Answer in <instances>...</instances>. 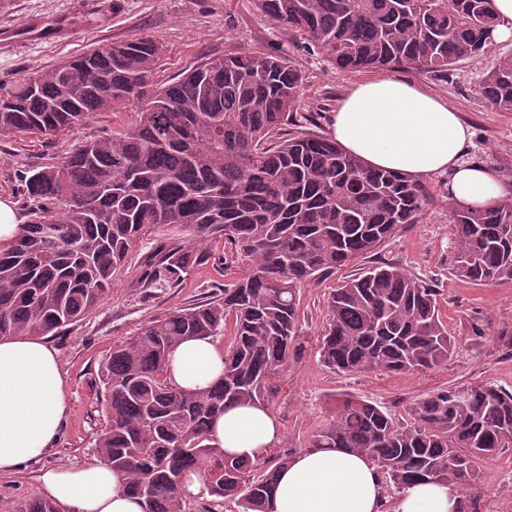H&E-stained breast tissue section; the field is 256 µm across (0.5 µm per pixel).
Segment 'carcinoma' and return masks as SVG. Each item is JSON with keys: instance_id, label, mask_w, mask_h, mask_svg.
<instances>
[{"instance_id": "carcinoma-1", "label": "carcinoma", "mask_w": 512, "mask_h": 512, "mask_svg": "<svg viewBox=\"0 0 512 512\" xmlns=\"http://www.w3.org/2000/svg\"><path fill=\"white\" fill-rule=\"evenodd\" d=\"M258 11L304 41L336 72L414 67L446 73L488 51L497 24L491 0H255ZM162 46L150 37L112 42L0 96V135L45 137L94 112L141 104L124 132L77 145L58 165L21 174L34 203L19 239L0 248V338L57 336L112 289L142 232L174 226L186 238L162 243L139 264L131 288L173 285L211 258L224 238L227 261L252 258L224 296L168 313L112 348L102 365L107 424L97 457L126 476L142 512H196L186 493L203 473V512H269L277 468L224 456L210 425L224 409L265 404L273 379L300 345L299 288L320 283L418 224L428 192L409 177L371 169L331 138L286 126L299 122L303 77L287 57L260 49L209 57L177 81L150 85ZM499 112H512V57L478 84ZM457 276L512 281V204L455 209ZM233 334L224 377L183 390L166 375L173 348L190 338ZM319 360L339 372L410 373L448 361L454 342L437 290L391 263L334 289ZM401 425L356 397L336 403L311 448L369 455L387 492L419 482L461 493L474 512L479 465L512 447V394L489 384L451 385L416 400ZM16 512H58L49 499Z\"/></svg>"}]
</instances>
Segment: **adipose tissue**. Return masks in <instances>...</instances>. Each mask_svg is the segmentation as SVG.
I'll return each mask as SVG.
<instances>
[{
    "mask_svg": "<svg viewBox=\"0 0 512 512\" xmlns=\"http://www.w3.org/2000/svg\"><path fill=\"white\" fill-rule=\"evenodd\" d=\"M331 136L371 168L418 180L449 176L448 198L463 208L503 200L495 173L464 162L469 132L446 100L404 78L381 76L354 83L331 123ZM167 378L183 389H205L224 375V353L212 338L175 347ZM70 412L57 353L42 338L0 340V473L41 461L56 443ZM282 439L276 416L265 407L238 405L219 415L211 443L226 456L265 461ZM40 481L61 512H142L126 494L125 477L100 461L48 468ZM383 476L370 457L346 448H307L277 473L272 512H381ZM460 498L451 486L420 483L399 495L395 512H454Z\"/></svg>",
    "mask_w": 512,
    "mask_h": 512,
    "instance_id": "1",
    "label": "adipose tissue"
}]
</instances>
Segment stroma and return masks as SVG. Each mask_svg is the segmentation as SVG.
<instances>
[{"mask_svg":"<svg viewBox=\"0 0 512 512\" xmlns=\"http://www.w3.org/2000/svg\"><path fill=\"white\" fill-rule=\"evenodd\" d=\"M34 14L70 16L73 33L56 43L0 47V94L62 60L142 35L156 37L162 45L152 74L157 87L176 81L209 57L247 49H283L303 75L301 112L312 116L314 131L326 135L346 90L373 76L369 70L335 72L323 58L307 53L289 33L261 15L253 0H0V29L18 27ZM508 56H512V40L459 62L445 76L413 68L398 69L397 74L446 99L471 132L466 161L484 163L511 187L512 112L495 111L477 92L483 74ZM140 112L136 103L115 112H99L50 142L35 134L0 137V198L10 199L20 217H27L31 204L23 194L21 172L59 163L80 142L125 131L136 124ZM422 183L428 189L429 204L420 223L396 232L375 255L357 257L321 283L301 288L302 347L276 377L275 394L267 404L282 428L271 462L306 449L329 423L337 398L344 395L373 402L403 422L411 403L451 385L488 382L512 392V345L499 338L503 328L512 329V282L475 284L455 275L457 244L450 223L448 177L433 175ZM178 235V229L170 226L147 229L131 249L128 267L116 277L111 294L64 334L48 337L60 357L71 409L44 464L68 468L94 460V440L105 426L99 374L113 347L137 336L154 318L218 297L249 266V258L243 256L224 266L219 260L224 242L219 239L210 244L217 262L191 269L179 284L130 288L143 255ZM380 262L398 265L439 288L442 318L456 343L446 363L413 374L337 373L320 364L317 350L328 319L330 289ZM39 467L32 464L0 474V512L42 497ZM475 493L479 512H512V448L481 464Z\"/></svg>","mask_w":512,"mask_h":512,"instance_id":"obj_1","label":"stroma"}]
</instances>
